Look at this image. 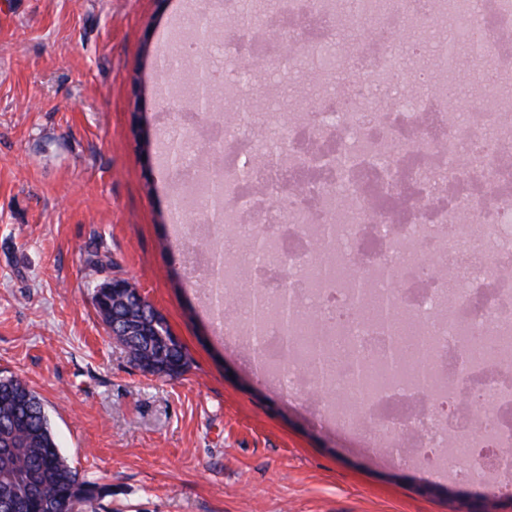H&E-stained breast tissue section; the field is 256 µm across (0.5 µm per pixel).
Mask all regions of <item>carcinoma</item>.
<instances>
[{
  "label": "carcinoma",
  "mask_w": 512,
  "mask_h": 512,
  "mask_svg": "<svg viewBox=\"0 0 512 512\" xmlns=\"http://www.w3.org/2000/svg\"><path fill=\"white\" fill-rule=\"evenodd\" d=\"M464 36L448 49L452 66L470 74L474 65ZM254 334L266 325L270 304L279 311V327L285 341H291L290 330L295 315V302L283 289L270 301L265 295L253 293ZM94 308L113 338L124 347L129 361L144 372L175 376L187 364L184 345L171 340L170 329L155 334L152 321L156 309L135 288H125L117 295L93 301ZM312 371L329 384L326 373V352L321 347L308 357ZM95 488L82 480L62 454L52 430L49 415L40 397L16 376L0 377V499L21 495L24 512H79L82 504L95 498Z\"/></svg>",
  "instance_id": "obj_1"
}]
</instances>
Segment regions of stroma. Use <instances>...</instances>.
Wrapping results in <instances>:
<instances>
[{"instance_id":"stroma-1","label":"stroma","mask_w":512,"mask_h":512,"mask_svg":"<svg viewBox=\"0 0 512 512\" xmlns=\"http://www.w3.org/2000/svg\"><path fill=\"white\" fill-rule=\"evenodd\" d=\"M207 0H0V376L42 399L97 488L82 512H512L500 489L423 493L430 473L331 419L310 387L261 376L219 333L178 243L176 180L137 130L165 139L162 36ZM262 112L282 131L314 95L300 71ZM109 260L97 269L90 252ZM123 278L186 348L179 376L134 367L91 299Z\"/></svg>"}]
</instances>
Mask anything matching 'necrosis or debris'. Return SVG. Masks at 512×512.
Here are the masks:
<instances>
[{"label":"necrosis or debris","instance_id":"4bbe7bcc","mask_svg":"<svg viewBox=\"0 0 512 512\" xmlns=\"http://www.w3.org/2000/svg\"><path fill=\"white\" fill-rule=\"evenodd\" d=\"M462 17L475 21L472 60L483 73L464 113L445 51L432 57L413 42L408 68L393 43L396 32ZM365 19L374 26L346 50L342 74H318L324 97L345 105L325 113L322 125L296 113L287 146L278 148L260 145L251 111L236 113L233 125L208 126L207 144L224 146L225 235L260 226L270 258L251 267V280L272 297L289 289L318 335L343 339L348 354L333 362L339 400L328 412L351 400L358 361H381L391 341L381 322L361 318L351 283L310 288L307 266L327 249L372 292L393 291L435 339L429 381L386 385L356 407L355 422L437 475L507 484L512 466L457 465L453 440L469 437L482 453L491 444L512 447V0H276L255 8L246 25L226 27L224 97L258 95L238 70L245 60L282 72L286 42L311 60L336 45L341 28ZM429 260L445 275L425 276ZM482 333L493 345L476 365L466 343ZM260 348L280 386L299 387L277 323ZM476 390L486 428L470 407Z\"/></svg>","mask_w":512,"mask_h":512}]
</instances>
